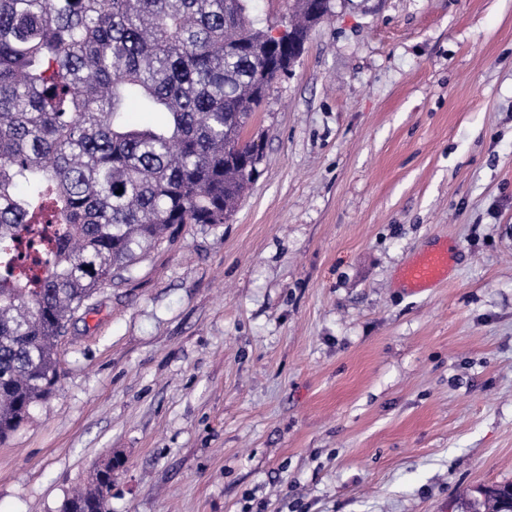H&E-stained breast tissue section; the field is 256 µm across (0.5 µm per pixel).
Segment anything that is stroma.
<instances>
[{
    "mask_svg": "<svg viewBox=\"0 0 512 512\" xmlns=\"http://www.w3.org/2000/svg\"><path fill=\"white\" fill-rule=\"evenodd\" d=\"M223 224L79 312L0 512H458L512 482V0H333ZM448 247L446 280H402ZM103 469L93 472L88 487L81 493L67 498L60 509V512H109V501L112 489L102 478L112 469V456L107 460ZM101 472L103 474L101 475Z\"/></svg>",
    "mask_w": 512,
    "mask_h": 512,
    "instance_id": "35a3bbf8",
    "label": "stroma"
}]
</instances>
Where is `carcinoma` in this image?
Returning <instances> with one entry per match:
<instances>
[{
	"instance_id": "1",
	"label": "carcinoma",
	"mask_w": 512,
	"mask_h": 512,
	"mask_svg": "<svg viewBox=\"0 0 512 512\" xmlns=\"http://www.w3.org/2000/svg\"><path fill=\"white\" fill-rule=\"evenodd\" d=\"M252 0H0V443L46 399L94 295L176 224H222L258 175L245 136L297 59ZM330 0H295L305 46ZM160 113L130 123V105ZM123 189L118 194L116 190ZM101 472L60 512H109ZM461 512H508L512 484Z\"/></svg>"
}]
</instances>
